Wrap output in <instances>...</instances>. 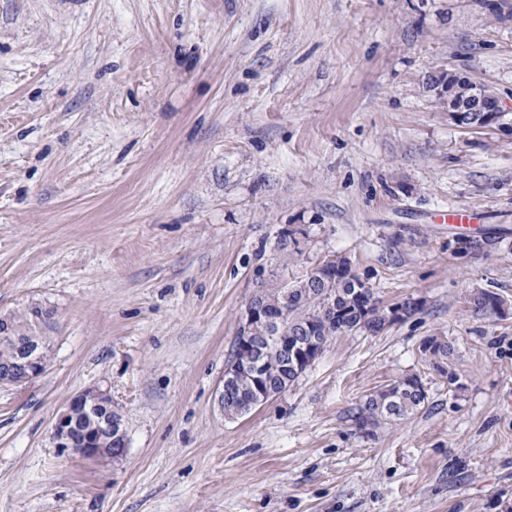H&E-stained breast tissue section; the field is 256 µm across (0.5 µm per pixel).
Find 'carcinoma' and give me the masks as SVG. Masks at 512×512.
<instances>
[{
	"label": "carcinoma",
	"mask_w": 512,
	"mask_h": 512,
	"mask_svg": "<svg viewBox=\"0 0 512 512\" xmlns=\"http://www.w3.org/2000/svg\"><path fill=\"white\" fill-rule=\"evenodd\" d=\"M502 299L499 294L475 288L469 294V304L473 311L490 317V311ZM336 307L340 315L336 316V325L329 328L324 340L355 331L364 314H369L366 327L375 328L388 315L389 308L374 300L373 289L352 270L336 274L335 277L318 281L307 279L296 288L294 299L284 306V322L290 329L330 320L331 307ZM16 330L12 339H0V360L11 356L17 347L32 337L46 342V337L39 335L36 327L28 320V315L21 313L15 318ZM420 353L429 365L441 376L451 379L455 390L461 391L465 383L456 372L455 344L446 336H427L420 343ZM428 402L427 392L420 378L408 375L395 383L376 390L366 396L365 400L354 408L351 418L362 424L370 419L375 424L396 423L407 419Z\"/></svg>",
	"instance_id": "carcinoma-1"
}]
</instances>
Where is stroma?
<instances>
[{"mask_svg":"<svg viewBox=\"0 0 512 512\" xmlns=\"http://www.w3.org/2000/svg\"><path fill=\"white\" fill-rule=\"evenodd\" d=\"M512 113V17L482 0H0V317L50 313L48 363L0 385V512H501L512 503V134L448 121L439 77ZM467 209L470 223L446 214ZM298 242L283 245L285 231ZM488 235L460 253L462 235ZM422 311L331 339L228 421L217 390L259 287L331 257ZM458 348L463 391L419 352ZM408 374V420L351 412ZM102 386L117 462L61 452ZM501 299L504 298L499 294L482 288H475L469 294V304L473 311L489 319H493L490 311Z\"/></svg>","mask_w":512,"mask_h":512,"instance_id":"35a3bbf8","label":"stroma"}]
</instances>
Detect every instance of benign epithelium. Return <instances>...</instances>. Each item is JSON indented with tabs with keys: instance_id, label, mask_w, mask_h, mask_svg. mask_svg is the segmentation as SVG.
I'll return each mask as SVG.
<instances>
[{
	"instance_id": "1",
	"label": "benign epithelium",
	"mask_w": 512,
	"mask_h": 512,
	"mask_svg": "<svg viewBox=\"0 0 512 512\" xmlns=\"http://www.w3.org/2000/svg\"><path fill=\"white\" fill-rule=\"evenodd\" d=\"M447 88L449 122L474 130L506 127L502 121L504 109L491 86L450 70ZM262 335L273 344L283 361L292 362L299 376L324 349L316 331L308 333L310 340L307 342L288 333L282 316L270 311L263 303L262 294L256 293L239 318L235 342L240 354L226 363L222 387L218 391V406L227 418L239 417L236 403L241 396L239 381L243 377L250 378L253 385L249 409L260 407L276 397L269 391L266 372L256 356ZM46 366L43 354L25 347L16 358L0 365V383L28 382L41 375ZM78 405L93 418V426L88 430L79 429L72 419L73 409ZM51 436L55 447L61 451L76 452L93 462L120 460L128 448L124 423L112 416V394L99 387L85 389L69 399L56 415Z\"/></svg>"
}]
</instances>
